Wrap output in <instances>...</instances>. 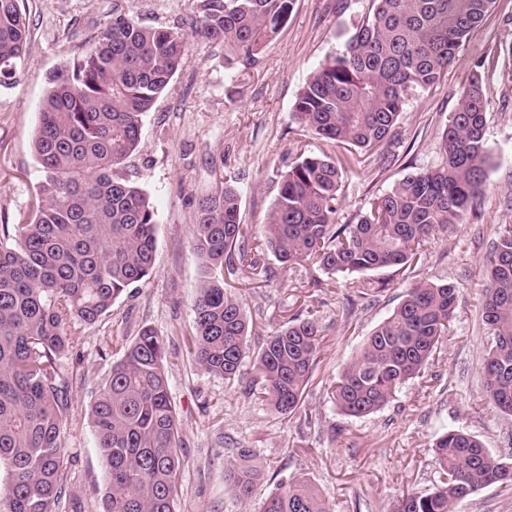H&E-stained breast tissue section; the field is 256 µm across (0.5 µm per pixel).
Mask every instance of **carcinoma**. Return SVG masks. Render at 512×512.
<instances>
[{"label": "carcinoma", "instance_id": "carcinoma-1", "mask_svg": "<svg viewBox=\"0 0 512 512\" xmlns=\"http://www.w3.org/2000/svg\"><path fill=\"white\" fill-rule=\"evenodd\" d=\"M295 0H195L196 32L224 45V65H246L288 23ZM493 0H370L341 50L310 75L294 104L302 130L375 156L385 149L409 101L440 80ZM21 0H0V83L18 72L31 42ZM190 38L178 28L141 23L122 5L99 36L85 41L71 68L53 75L42 100L33 150L44 179L29 209L0 215V512H57L71 404L64 359L80 329L96 323L131 285L155 272L156 212L149 195L116 174L138 149L145 114L179 71ZM487 100L474 73L441 136V159L374 196L350 224L336 223L344 166L300 149L278 184L263 233L241 223L240 195L226 183L198 203L192 250L203 278L193 304L196 363L235 379L246 357L249 321L224 288V270L303 261L352 275L418 262L435 231L466 223L487 186L491 154ZM481 317L486 398L512 417V226L504 225L484 261ZM459 288L421 281L363 341L329 387L346 415L381 410L419 376L448 333ZM321 329L290 318L267 337L255 361L256 399L283 414L300 405ZM163 340L144 328L124 349L91 406L104 466V512H174L180 440ZM442 478L434 491L409 493L396 512H454L477 490L512 485V464L462 428L432 444ZM244 500L258 470H230ZM261 512H331L303 477L292 478Z\"/></svg>", "mask_w": 512, "mask_h": 512}]
</instances>
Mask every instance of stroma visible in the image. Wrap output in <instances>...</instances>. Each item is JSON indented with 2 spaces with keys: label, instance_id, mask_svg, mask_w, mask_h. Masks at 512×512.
<instances>
[{
  "label": "stroma",
  "instance_id": "obj_1",
  "mask_svg": "<svg viewBox=\"0 0 512 512\" xmlns=\"http://www.w3.org/2000/svg\"><path fill=\"white\" fill-rule=\"evenodd\" d=\"M113 0H28L32 40L13 80L0 86V215L26 211L43 178L32 148L50 77L81 51L85 38L112 18ZM368 0H296L293 12L258 62L224 67V49L192 38L182 67L143 121L137 151L119 175L146 190L156 210L154 274L130 288L98 322L84 329L66 361L71 406L64 423L67 465L59 512H103L104 469L93 438L90 406L112 366L143 328L164 341L171 402L179 422L183 461L174 512H260L279 484L307 478L333 512H394L410 492L440 481L432 441L437 431L461 427L512 462V418L484 400L481 360L486 340L479 294L483 258L496 233L512 225V0H496L434 86L404 109L399 161L378 169L371 157L347 146L330 148L346 160L345 224L370 197L390 189L406 166L422 170L439 160L442 131L461 90L480 72L488 100L489 188L478 215L424 242L416 265L346 276L311 263L282 267L268 258L269 276L236 272L224 281L243 303L252 326L250 353L235 382L200 371L194 362L193 302L203 276L191 249L197 204L229 182L240 192L241 221L259 229L276 187L297 159L301 137L292 112L309 74L339 48L340 35L366 12ZM144 23L190 30L192 0H134ZM459 289L455 317L419 378L380 411L345 415L328 388L354 359L363 339L388 318L405 289L418 281ZM309 317L322 329L312 377L299 409L283 415L252 395L254 367L266 336L289 315ZM234 464L260 471L248 501L229 480Z\"/></svg>",
  "mask_w": 512,
  "mask_h": 512
}]
</instances>
